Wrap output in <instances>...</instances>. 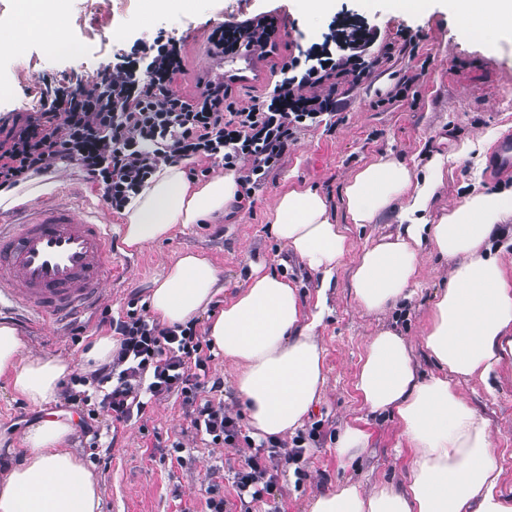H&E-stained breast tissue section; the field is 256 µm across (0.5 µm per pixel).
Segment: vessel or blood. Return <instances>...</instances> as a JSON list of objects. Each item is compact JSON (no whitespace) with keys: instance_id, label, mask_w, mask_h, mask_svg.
<instances>
[{"instance_id":"1","label":"vessel or blood","mask_w":512,"mask_h":512,"mask_svg":"<svg viewBox=\"0 0 512 512\" xmlns=\"http://www.w3.org/2000/svg\"><path fill=\"white\" fill-rule=\"evenodd\" d=\"M252 57L242 54L213 65L211 73L244 82ZM491 169L512 176V133L503 134ZM17 224H0V300H8L39 321L64 322L91 308L112 277V226L69 194L37 203Z\"/></svg>"}]
</instances>
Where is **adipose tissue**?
I'll return each mask as SVG.
<instances>
[{"label": "adipose tissue", "instance_id": "1", "mask_svg": "<svg viewBox=\"0 0 512 512\" xmlns=\"http://www.w3.org/2000/svg\"><path fill=\"white\" fill-rule=\"evenodd\" d=\"M64 2L23 0L16 23L0 27V47L19 46L38 33L77 54V38L54 29ZM450 2L461 37L484 38L493 31L512 38V0ZM443 166L442 157H433L418 178L393 159L364 164L345 184L340 221L317 190L284 191L271 231L320 274L314 304H307L297 284L258 263L251 265L244 288L208 324L212 345L240 367L237 388L250 426L266 438L284 436L302 423L326 381L315 330L344 258H354V299L369 313L386 312L408 297L418 283L422 250L453 260L423 338L437 374L420 377L412 348L384 328L369 337L355 377L367 412L395 419L413 450L405 480L368 492L344 484L312 497L310 512H512V496L500 488L502 469L489 424L458 392L459 382H488L512 356V270L491 253L499 224L512 216V190L474 192L431 216ZM238 190L231 174L194 183L184 169L163 167L124 208L122 242L138 251L168 238L177 226L224 211ZM389 215L400 230L354 250L349 225ZM221 289L212 258L186 251L155 280L149 308L165 325L182 324L206 311ZM21 347L16 329L0 324V381L28 403H49L74 365L59 355L21 358ZM69 433L67 424L51 419L26 430L22 461L0 485V512H101L96 477L65 447Z\"/></svg>", "mask_w": 512, "mask_h": 512}]
</instances>
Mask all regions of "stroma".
<instances>
[{
    "mask_svg": "<svg viewBox=\"0 0 512 512\" xmlns=\"http://www.w3.org/2000/svg\"><path fill=\"white\" fill-rule=\"evenodd\" d=\"M145 10V0H66L62 24L78 36L79 57L47 54L38 38L28 39L19 49L0 51V122L11 123L13 113L31 111L44 83L61 80L72 92H82L97 72L111 65L115 54L137 42H152L160 34L184 37L186 70L179 87L183 93H194L198 77L210 62L212 29L268 12L278 17L280 52L259 58L262 79L234 86L232 95L239 106H249L263 95L291 44L320 40L334 21L374 27L378 35L374 49L383 60L363 85L346 94L336 117L297 133L279 167L255 189L252 208H235L202 224L177 227L169 238L149 243L141 251H126L121 215L110 211L78 168L63 164L43 174L51 195L68 190L83 206L112 221V283L101 304L113 318L125 317L131 305L147 304L154 281L189 249L211 256L224 284L199 314L198 332H205L225 302L244 287L253 262L265 263L279 276L295 281L304 298H314L319 276L271 232L274 203L288 188L311 187L328 198L333 216L342 218L344 186L368 161L393 158L418 174L430 156H447L433 205L437 211L473 191L512 187V178L497 180L489 174L491 147L512 131V40L491 43L459 37L449 0H430L420 13L407 12L398 0H330L326 11L315 18L302 12L299 0H176L172 9L155 14L146 28L139 24ZM405 31L415 34L414 49L404 48L401 34ZM398 85L403 88L399 94L394 91ZM465 142L473 143L472 152L460 153ZM451 266L450 260L436 253H423L418 287L409 298L380 314L358 308L349 267L337 272L317 330L325 350L327 381L298 429L306 437L304 459L280 466L273 491L263 501L243 505L232 499L231 512H307L314 494L338 484L354 482L369 490L383 479L403 480L411 451L402 447L394 420L370 422L366 452L347 467L336 454V435L346 421L365 414L353 383L363 345L376 331L389 327L398 331L412 347L421 373H436L422 336L432 301L447 286ZM0 324L14 325L24 355H59L76 364L91 337L103 330L97 311L73 325L35 328L14 322L4 309ZM238 372L223 353H213L209 379L215 387L204 391V398L243 413L244 402L235 386ZM459 390L465 402L488 421L502 469V488L511 492L512 364L504 363L490 384L469 381L461 383ZM86 417V406H71L60 398L34 406L0 383V480L21 461L25 429L46 418L71 426L67 445L98 479L102 512H208L206 488L212 470L231 473L242 459L238 449L212 444L208 436L195 433L181 397L174 394L149 405L143 417L123 424L99 417L95 439L83 432ZM177 442L182 445L178 454L172 450ZM104 446L111 449L107 466L98 461Z\"/></svg>",
    "mask_w": 512,
    "mask_h": 512,
    "instance_id": "35a3bbf8",
    "label": "stroma"
}]
</instances>
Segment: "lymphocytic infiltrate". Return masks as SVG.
<instances>
[{
	"label": "lymphocytic infiltrate",
	"instance_id": "1",
	"mask_svg": "<svg viewBox=\"0 0 512 512\" xmlns=\"http://www.w3.org/2000/svg\"><path fill=\"white\" fill-rule=\"evenodd\" d=\"M375 41L372 29L350 25L295 46L281 58L264 95L243 108L230 87L204 76L194 94L179 90L183 39L160 35L134 45L83 92L50 85L41 90L36 110L16 114L0 138V190L62 162L78 165L117 214L163 166L183 165L190 175L204 176L207 163H218L239 171L240 182L261 185L297 130L337 112L345 87L371 75L380 61L372 51ZM208 43L216 58L242 48L270 57L279 50L278 20L266 14L228 22L212 30ZM108 326L117 338L111 359L72 378L63 390L67 401L96 402L98 413L121 424L142 417L153 402L181 395L196 432L231 448L245 443L248 452L231 484L242 501H262L280 465L302 460L300 439H242L238 417L200 402L209 358L194 322L169 327L132 312Z\"/></svg>",
	"mask_w": 512,
	"mask_h": 512
}]
</instances>
